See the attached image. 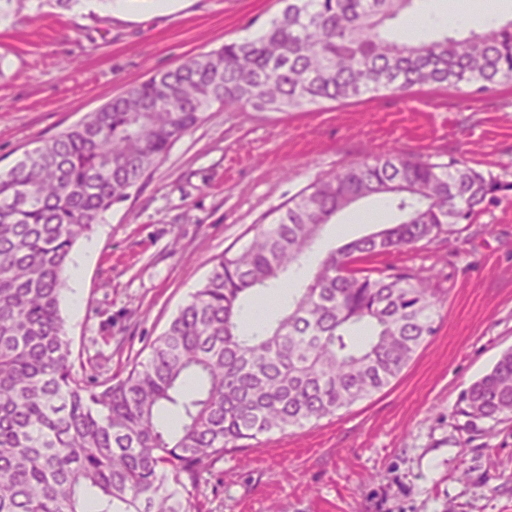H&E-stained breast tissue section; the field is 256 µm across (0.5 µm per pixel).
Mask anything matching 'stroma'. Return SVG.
Masks as SVG:
<instances>
[{
  "label": "stroma",
  "instance_id": "stroma-1",
  "mask_svg": "<svg viewBox=\"0 0 512 512\" xmlns=\"http://www.w3.org/2000/svg\"><path fill=\"white\" fill-rule=\"evenodd\" d=\"M454 5L461 32L512 20V0H417L429 40ZM282 0H78L0 20V168L150 75L260 34ZM394 152L465 160L502 188L468 230L400 247L376 267L433 268L435 332L400 376L350 409L264 435L204 473L201 512H512V419L464 414L468 387L512 348V83L483 92L414 89L294 112L212 108L141 190L79 239V307L60 312L79 365L124 375L236 252L318 176ZM388 200L354 204L326 225L291 280L319 255L397 223Z\"/></svg>",
  "mask_w": 512,
  "mask_h": 512
}]
</instances>
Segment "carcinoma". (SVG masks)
I'll list each match as a JSON object with an SVG mask.
<instances>
[{"mask_svg": "<svg viewBox=\"0 0 512 512\" xmlns=\"http://www.w3.org/2000/svg\"><path fill=\"white\" fill-rule=\"evenodd\" d=\"M32 0H0V18ZM259 35L158 72L0 171V512H191L224 453L348 409L389 385L435 333L423 270L357 267L462 232L502 185L462 161L381 155L316 178L203 287L124 377L75 368L59 298L74 243L140 190L213 106L291 112L383 90L512 82V20L399 43L414 0H285ZM389 196L403 219L328 251L256 327L245 303L287 287L324 226ZM512 418V349L464 394ZM171 412L177 424L162 421Z\"/></svg>", "mask_w": 512, "mask_h": 512, "instance_id": "carcinoma-1", "label": "carcinoma"}]
</instances>
